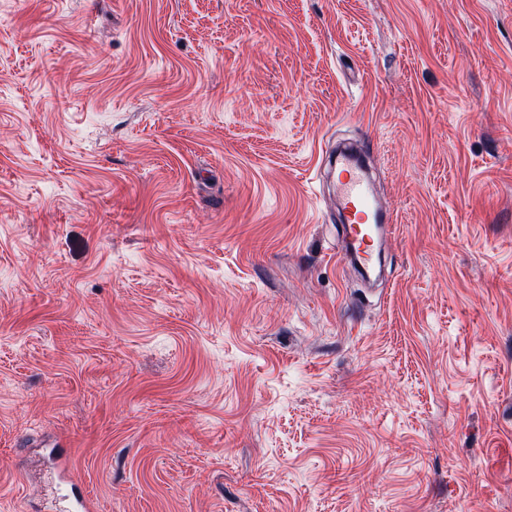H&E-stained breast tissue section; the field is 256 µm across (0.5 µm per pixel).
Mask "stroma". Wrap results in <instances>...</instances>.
Wrapping results in <instances>:
<instances>
[{
  "mask_svg": "<svg viewBox=\"0 0 512 512\" xmlns=\"http://www.w3.org/2000/svg\"><path fill=\"white\" fill-rule=\"evenodd\" d=\"M396 218L336 254L321 160ZM512 512V0H0V512ZM93 510V502L89 500L77 484H72L68 494L62 496L58 502V508L54 512H89Z\"/></svg>",
  "mask_w": 512,
  "mask_h": 512,
  "instance_id": "35a3bbf8",
  "label": "stroma"
}]
</instances>
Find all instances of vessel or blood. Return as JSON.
Segmentation results:
<instances>
[{
	"mask_svg": "<svg viewBox=\"0 0 512 512\" xmlns=\"http://www.w3.org/2000/svg\"><path fill=\"white\" fill-rule=\"evenodd\" d=\"M336 205L350 226V238L341 247V258L354 261L358 266H368L379 242V226L385 216L379 211L369 183L360 166L348 153L336 157ZM93 502L79 485H71L62 496L54 512H92Z\"/></svg>",
	"mask_w": 512,
	"mask_h": 512,
	"instance_id": "b4317fda",
	"label": "vessel or blood"
}]
</instances>
